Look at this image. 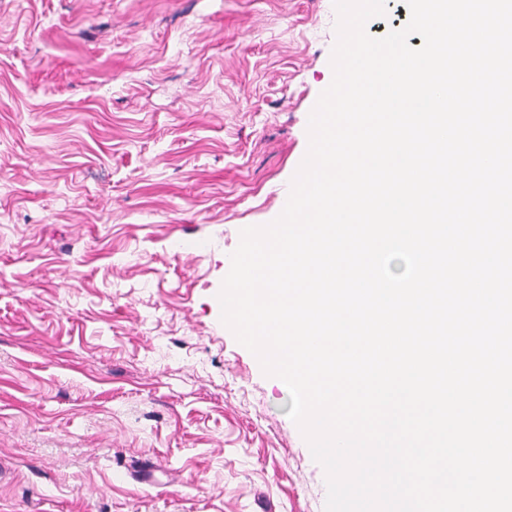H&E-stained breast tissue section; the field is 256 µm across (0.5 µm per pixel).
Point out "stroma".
I'll use <instances>...</instances> for the list:
<instances>
[{"label":"stroma","instance_id":"obj_1","mask_svg":"<svg viewBox=\"0 0 512 512\" xmlns=\"http://www.w3.org/2000/svg\"><path fill=\"white\" fill-rule=\"evenodd\" d=\"M336 22L333 0H0V512H324L289 389L218 294L284 208Z\"/></svg>","mask_w":512,"mask_h":512}]
</instances>
